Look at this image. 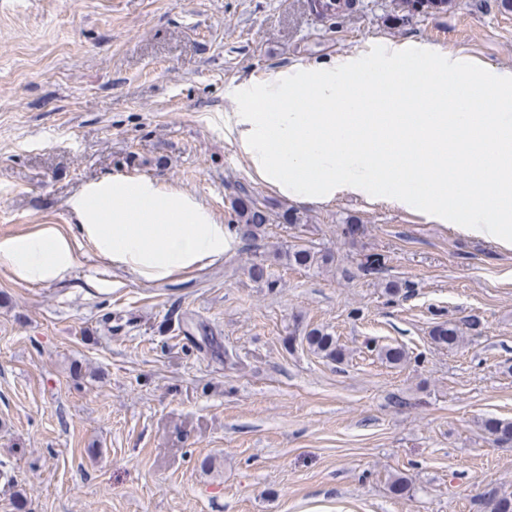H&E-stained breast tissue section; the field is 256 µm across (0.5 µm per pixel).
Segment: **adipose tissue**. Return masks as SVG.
Instances as JSON below:
<instances>
[{
    "instance_id": "ef3b65f1",
    "label": "adipose tissue",
    "mask_w": 512,
    "mask_h": 512,
    "mask_svg": "<svg viewBox=\"0 0 512 512\" xmlns=\"http://www.w3.org/2000/svg\"><path fill=\"white\" fill-rule=\"evenodd\" d=\"M380 55L373 76L361 54L348 53L233 86L224 130L250 174L287 200H382L512 249V69H476L424 41L387 42ZM414 99L427 112H409ZM475 156L481 178L449 176ZM69 207L94 252L145 283L240 245L209 206L151 178L115 174ZM75 262L74 240L51 224L0 238V267L24 282L65 281Z\"/></svg>"
}]
</instances>
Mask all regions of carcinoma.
<instances>
[{
    "mask_svg": "<svg viewBox=\"0 0 512 512\" xmlns=\"http://www.w3.org/2000/svg\"><path fill=\"white\" fill-rule=\"evenodd\" d=\"M322 12L330 19L344 11L350 10L346 0H318ZM232 224L236 225L242 240L246 241L253 252V259L247 269L249 278L272 287L275 281L270 279L268 264L269 252L265 229L273 223L274 214L270 203L259 198L253 188L239 182L229 196ZM288 265L301 269H321L334 261V256L326 250L296 245L284 253ZM386 266L385 255L371 252L363 255L357 269L363 275H378ZM481 323L476 318L465 319L460 323L438 322L430 332L432 342L440 348H454L464 339L465 332L474 335L480 333ZM304 340L308 349L329 362H341L346 356V349L338 338L325 327H314L306 332ZM377 355L385 363L399 367L409 359V353L401 346L384 345L377 349ZM484 429L492 436L495 443L512 444V421L490 418L484 421Z\"/></svg>",
    "mask_w": 512,
    "mask_h": 512,
    "instance_id": "1",
    "label": "carcinoma"
}]
</instances>
